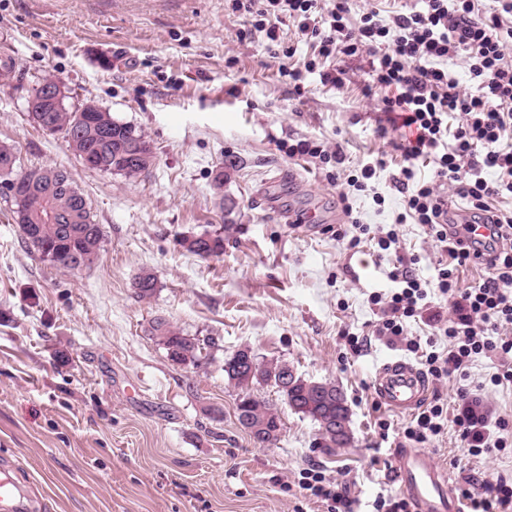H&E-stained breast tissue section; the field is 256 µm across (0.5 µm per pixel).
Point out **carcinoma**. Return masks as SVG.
<instances>
[{
  "label": "carcinoma",
  "mask_w": 512,
  "mask_h": 512,
  "mask_svg": "<svg viewBox=\"0 0 512 512\" xmlns=\"http://www.w3.org/2000/svg\"><path fill=\"white\" fill-rule=\"evenodd\" d=\"M44 116L50 133L62 135L78 156L100 153L107 158L114 155L119 143L134 142L149 158H154L145 134L135 126L117 120L108 111L91 113L90 120L96 122L92 127L81 125L74 112H46ZM12 152L11 145L0 143V187L10 192L13 184H20L21 196L10 194L8 198L24 243L40 258L50 257V263L63 272H75L92 265L101 249L102 231L93 220L82 192L71 180L61 184L56 179V167L16 170ZM133 288L138 298L147 300L155 294L157 281L151 273L143 271L135 277ZM147 332L166 350L168 359L174 364L198 365L200 343L183 335L182 330L169 320L154 318ZM285 366V361L266 362L260 376L253 377L251 383H270L276 387ZM224 378L244 394L242 404L236 406V417H246L253 427L273 429L281 422L272 405L244 392L246 382L238 374L226 369ZM291 394L298 402V413L317 424L338 413L345 422H350L348 408L336 404V396L343 395V391L332 382L312 381L298 375Z\"/></svg>",
  "instance_id": "carcinoma-1"
}]
</instances>
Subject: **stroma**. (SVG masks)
<instances>
[{"label":"stroma","mask_w":512,"mask_h":512,"mask_svg":"<svg viewBox=\"0 0 512 512\" xmlns=\"http://www.w3.org/2000/svg\"><path fill=\"white\" fill-rule=\"evenodd\" d=\"M276 34L273 42L252 27L233 0H0V143L13 145L21 170L66 169L103 232L90 267L61 272L26 247L0 191V460L43 496L44 512H325L297 489L312 466L336 477L355 512L400 491L391 460L409 445L412 416L378 401L374 373L392 355L418 367L423 359L376 335L371 298L394 290L389 273L402 260L435 279L439 255L422 225L394 222L402 201L389 175L400 156L376 134L370 55L327 60L343 85L308 75L297 101L280 50L294 46L300 62L313 49L291 23ZM48 75L65 84L67 106L92 99L141 129L155 153L150 170L129 180L88 168L39 128L27 100ZM300 140L341 145L350 174L379 159L386 168L369 191H352L328 167L279 149ZM353 216L370 238L352 250ZM310 218L314 228L300 230ZM392 229L397 250L380 252L377 237ZM205 232L223 233L219 257L180 246ZM143 271L157 280L148 300L133 288ZM158 316L204 340L200 365L168 359L147 333ZM243 347L339 386L350 444L321 448L317 424L263 384L252 393L277 408L283 429L274 444L254 443L224 378L225 359ZM498 367L481 354L466 377L429 383V399L451 409L460 390L480 391L509 422L508 448L489 456L468 455L451 422L428 445L453 495L512 483V385L492 384Z\"/></svg>","instance_id":"stroma-1"}]
</instances>
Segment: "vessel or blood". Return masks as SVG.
I'll return each mask as SVG.
<instances>
[{
  "label": "vessel or blood",
  "mask_w": 512,
  "mask_h": 512,
  "mask_svg": "<svg viewBox=\"0 0 512 512\" xmlns=\"http://www.w3.org/2000/svg\"><path fill=\"white\" fill-rule=\"evenodd\" d=\"M378 400L389 409L406 413L420 407L428 395V384L411 362L393 358L375 373ZM393 473L400 488L413 501L416 512H460L448 490V479L417 448H402L394 454ZM41 503L23 491L11 469L0 467V512H40Z\"/></svg>",
  "instance_id": "1"
}]
</instances>
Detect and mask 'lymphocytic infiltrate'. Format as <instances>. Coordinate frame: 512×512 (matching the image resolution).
I'll return each instance as SVG.
<instances>
[{"label": "lymphocytic infiltrate", "instance_id": "obj_1", "mask_svg": "<svg viewBox=\"0 0 512 512\" xmlns=\"http://www.w3.org/2000/svg\"><path fill=\"white\" fill-rule=\"evenodd\" d=\"M479 0H418L416 7L381 14L372 8L358 23L348 20L346 0L322 8L320 0H235L237 9L251 14L256 29L275 37L270 21L289 20L312 41L318 53L302 65L288 68L290 82L301 84L307 75L319 74L323 83L341 85L335 72L319 67L320 60L337 55L368 52L371 79L382 95L384 121L379 136H392L401 156L393 190L402 196L403 210L395 221L423 225L448 263L439 265L431 286H423L410 266L390 273L398 291L375 295L382 318L377 333L404 341L407 321L422 310L430 295L449 299L452 315L435 316L437 335L448 347L425 355L427 375L440 381L465 375L474 356L499 355L504 366L494 385L512 384V210L496 208V199L512 195V0H496L491 15H484ZM461 57L467 64L476 92L461 90L446 66ZM460 114L449 127L451 114ZM432 164L430 178L417 171L419 160ZM466 203L468 216L458 219L448 208L449 195ZM478 266L480 281L462 287L457 271ZM454 424L472 456L506 448L501 433L506 420L492 418L481 400L469 391L458 394ZM299 488L305 497L325 505L327 512H353V501L340 491L335 479L311 468L301 474ZM467 512H512V483L484 484L480 490H462Z\"/></svg>", "mask_w": 512, "mask_h": 512}]
</instances>
